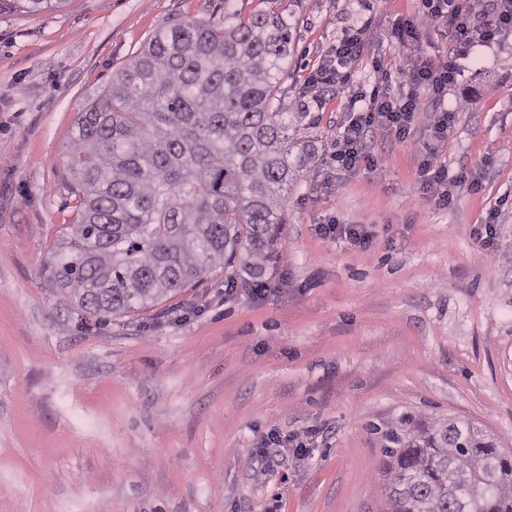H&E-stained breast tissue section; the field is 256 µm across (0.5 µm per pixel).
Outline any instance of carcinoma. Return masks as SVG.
<instances>
[{
    "instance_id": "cac0c4a2",
    "label": "carcinoma",
    "mask_w": 512,
    "mask_h": 512,
    "mask_svg": "<svg viewBox=\"0 0 512 512\" xmlns=\"http://www.w3.org/2000/svg\"><path fill=\"white\" fill-rule=\"evenodd\" d=\"M63 0H0L36 14ZM256 8L152 34L79 113L64 170L72 219L47 267L60 298L105 324L217 266L265 282L288 188L319 160L306 112L278 104L297 25ZM386 512H512V454L455 416L385 434Z\"/></svg>"
}]
</instances>
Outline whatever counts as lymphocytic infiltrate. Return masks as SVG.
<instances>
[{
    "mask_svg": "<svg viewBox=\"0 0 512 512\" xmlns=\"http://www.w3.org/2000/svg\"><path fill=\"white\" fill-rule=\"evenodd\" d=\"M424 8L437 35L447 39L448 49L439 60L423 56L414 20L396 18L390 34L410 61L406 89L393 88V79L387 73L382 74L371 92L360 91L354 84L350 66L365 50L364 32L359 27L345 30L310 74L308 87L337 91L353 105L342 145L333 157L337 172L374 169L376 160L364 146L369 131L381 128L406 139L425 110L422 92H429L432 100L442 105L449 87L457 83L462 73V61L472 59L475 47L500 46L512 40V0H424ZM461 185L475 189L479 183L465 170L449 175L447 168L436 164L432 156H424L420 187L427 200L448 205L454 188Z\"/></svg>",
    "mask_w": 512,
    "mask_h": 512,
    "instance_id": "f902f5d3",
    "label": "lymphocytic infiltrate"
}]
</instances>
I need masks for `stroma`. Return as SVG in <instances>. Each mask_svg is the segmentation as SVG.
I'll return each instance as SVG.
<instances>
[{
	"label": "stroma",
	"instance_id": "1",
	"mask_svg": "<svg viewBox=\"0 0 512 512\" xmlns=\"http://www.w3.org/2000/svg\"><path fill=\"white\" fill-rule=\"evenodd\" d=\"M255 6L65 0L0 15V512H385L383 436L409 415L468 418L512 452V258L473 238L504 196L496 237L512 247V45L463 62L444 140L428 114L407 140L375 134L373 172L332 168L346 98L302 93L353 24L363 87L404 78L397 17L442 55L422 0H295L281 105L308 113L320 159L288 192L265 298L217 268L103 326L60 301L45 260L68 217L78 113L157 29ZM425 147L480 190L428 201ZM332 216L366 225L372 247L318 234Z\"/></svg>",
	"mask_w": 512,
	"mask_h": 512
}]
</instances>
